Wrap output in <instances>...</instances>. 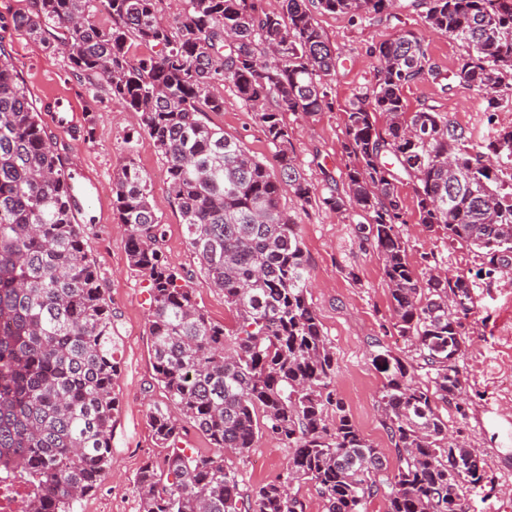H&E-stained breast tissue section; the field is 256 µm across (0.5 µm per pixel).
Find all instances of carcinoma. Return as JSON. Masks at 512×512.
I'll list each match as a JSON object with an SVG mask.
<instances>
[{
  "mask_svg": "<svg viewBox=\"0 0 512 512\" xmlns=\"http://www.w3.org/2000/svg\"><path fill=\"white\" fill-rule=\"evenodd\" d=\"M398 0H184L173 23L157 0H33L13 19L95 89L140 113L138 136L165 158L172 197L198 272L236 313L228 329L199 305L195 289L167 263L164 224L134 159L117 171L112 208L126 234L130 267L148 282L153 369L167 403L147 423L161 460L133 481L141 512H302L295 486L310 483L326 512H456L463 486L485 479L475 449L448 440L438 403L459 397L463 320L472 282L409 262L398 225V186L409 181L417 223L475 252L492 270L512 268V129L477 142L430 106L407 111L403 91L444 77L424 38L401 30L371 48L370 89L345 110L342 185L322 172V204L363 218L383 262L392 327L411 341L406 361L378 340L372 361L395 465L356 427L337 397L336 359L309 302L310 269L288 190L312 188L294 155L285 114L333 105L324 77L339 55L316 14L364 20ZM427 27L464 42L452 79L487 102H512V0H414ZM103 7L112 26L91 16ZM147 52L134 57L131 47ZM227 83L256 112L275 165L203 120L220 112ZM76 178L0 44V478L26 490V512H77L95 492L112 453L121 372L112 308L75 214ZM425 371L426 379L419 378ZM193 424L211 450L180 447ZM265 432L292 448L286 475L243 496L224 454L242 458Z\"/></svg>",
  "mask_w": 512,
  "mask_h": 512,
  "instance_id": "cac0c4a2",
  "label": "carcinoma"
}]
</instances>
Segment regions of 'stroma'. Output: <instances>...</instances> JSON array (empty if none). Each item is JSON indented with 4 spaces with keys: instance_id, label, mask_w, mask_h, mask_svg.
<instances>
[{
    "instance_id": "stroma-1",
    "label": "stroma",
    "mask_w": 512,
    "mask_h": 512,
    "mask_svg": "<svg viewBox=\"0 0 512 512\" xmlns=\"http://www.w3.org/2000/svg\"><path fill=\"white\" fill-rule=\"evenodd\" d=\"M30 0H0V44L5 45L22 75L38 112L60 95L75 102L79 112L94 118L92 140L72 142L58 136L57 146L71 168L84 172L98 186L101 197L94 212L79 215L83 243L95 261L105 292L116 314L121 374L117 391L119 412L113 420L112 457L99 488L84 498L79 512H140L133 478L146 458H159L147 425L150 406L164 402L154 381L151 338L146 323L147 283L127 260L125 233L112 210V182L120 166L134 159L150 184V200L167 235L164 252L169 265L193 273L200 306L213 321L231 327L235 314L224 297L203 278L195 276L196 260L186 244L182 216L165 176L166 162L147 139L137 138L139 113L115 100L97 98L69 71L63 55L45 51L39 42L14 28L12 18L29 9ZM317 21L341 54L335 75L328 79L333 109L311 117L289 115L292 143L315 195L326 192L323 172L341 177L348 163L340 142L344 109L355 90L369 88L377 64L371 46L392 39L399 30L424 33L422 8L402 0L396 15L351 21L325 13ZM224 109L209 112L206 123L241 140L257 158L272 162L273 149L261 131L256 113L230 87L219 89ZM408 110L420 104L435 106L454 125L469 130L474 139L512 128V106L490 113L483 97L469 86L452 82L448 89L424 80L404 91ZM406 222L399 228L410 263L423 272L436 269L474 280V312L463 322V354L458 361L467 395L464 401L442 405L453 437L480 449L487 477L466 492L469 512H512V274H482L483 260L457 248L419 225L411 183L399 186ZM282 207L298 226L311 272L310 299L336 359V393L352 421L374 447L392 449L379 407L384 373L371 360L372 340H380L392 354L410 358V343L393 329L392 310L382 261L371 241L357 230V222L319 204L306 205L292 193L281 196ZM291 454L281 441L264 434L248 457L234 460L240 486L253 489L285 475Z\"/></svg>"
}]
</instances>
